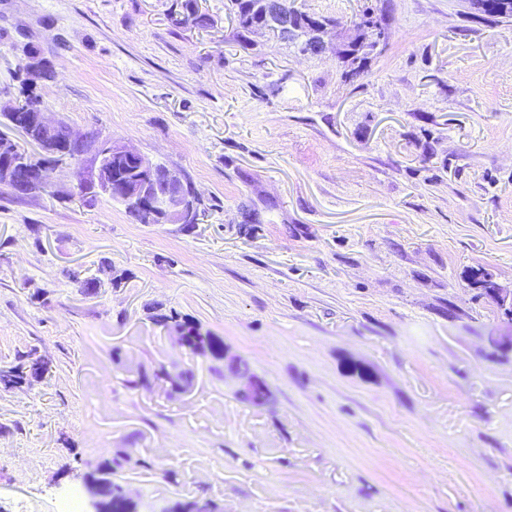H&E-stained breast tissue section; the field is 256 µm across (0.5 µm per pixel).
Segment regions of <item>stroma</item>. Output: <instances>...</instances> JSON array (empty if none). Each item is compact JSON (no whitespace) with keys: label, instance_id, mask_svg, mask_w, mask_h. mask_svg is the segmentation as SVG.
<instances>
[{"label":"stroma","instance_id":"obj_1","mask_svg":"<svg viewBox=\"0 0 512 512\" xmlns=\"http://www.w3.org/2000/svg\"><path fill=\"white\" fill-rule=\"evenodd\" d=\"M191 2L202 25L175 24ZM391 37L348 84L332 53L241 44L227 0H0V97L48 58L49 118L190 181L197 224L0 184V512L87 503L118 471L140 512H512V23L470 0H295ZM178 313L223 360L176 339ZM189 393L126 380L159 366ZM264 396L249 399L252 386ZM28 354L25 359L10 367L0 368V383L6 387L21 383L28 374L37 376L48 370V363L41 357ZM154 380L165 382L171 390L180 393L189 392L194 385V375L189 370L170 372L162 368L154 374ZM128 460L127 454H120L97 464L93 470L85 474L87 484H105L110 488L111 497L105 502L104 510L100 512H136L135 505L127 498L123 486L112 477ZM114 503H119L122 510H114Z\"/></svg>","mask_w":512,"mask_h":512}]
</instances>
